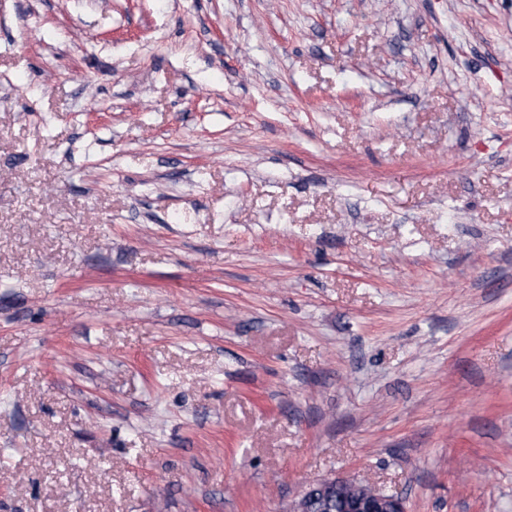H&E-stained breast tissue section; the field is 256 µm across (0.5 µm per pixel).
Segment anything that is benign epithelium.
Wrapping results in <instances>:
<instances>
[{
	"instance_id": "obj_1",
	"label": "benign epithelium",
	"mask_w": 512,
	"mask_h": 512,
	"mask_svg": "<svg viewBox=\"0 0 512 512\" xmlns=\"http://www.w3.org/2000/svg\"><path fill=\"white\" fill-rule=\"evenodd\" d=\"M340 492L346 498V512H405L399 496L350 478H325L309 483L295 505V512H309L314 504L327 507Z\"/></svg>"
}]
</instances>
